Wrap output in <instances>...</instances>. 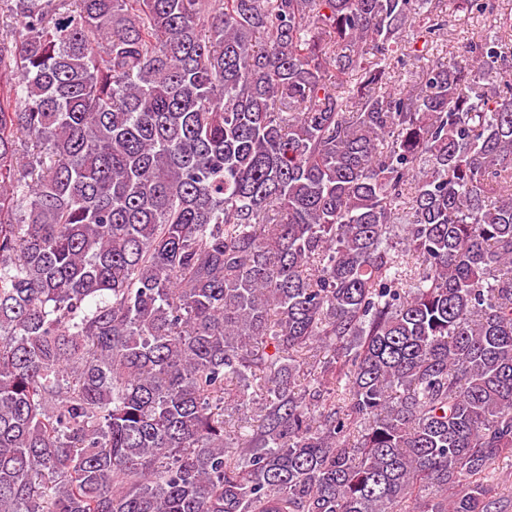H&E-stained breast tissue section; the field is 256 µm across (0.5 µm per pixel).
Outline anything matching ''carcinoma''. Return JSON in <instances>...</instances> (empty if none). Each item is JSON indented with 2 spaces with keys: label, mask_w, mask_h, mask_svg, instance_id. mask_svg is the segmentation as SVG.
<instances>
[{
  "label": "carcinoma",
  "mask_w": 512,
  "mask_h": 512,
  "mask_svg": "<svg viewBox=\"0 0 512 512\" xmlns=\"http://www.w3.org/2000/svg\"><path fill=\"white\" fill-rule=\"evenodd\" d=\"M441 2L0 0V512H508L512 82L398 53ZM510 461L500 463L492 475L497 496L505 500L512 499V466Z\"/></svg>",
  "instance_id": "obj_1"
}]
</instances>
